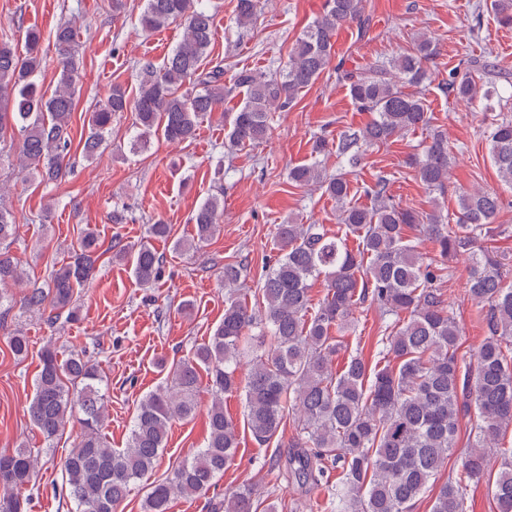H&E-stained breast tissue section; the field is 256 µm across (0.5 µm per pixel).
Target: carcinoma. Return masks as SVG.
<instances>
[{
    "instance_id": "carcinoma-1",
    "label": "carcinoma",
    "mask_w": 512,
    "mask_h": 512,
    "mask_svg": "<svg viewBox=\"0 0 512 512\" xmlns=\"http://www.w3.org/2000/svg\"><path fill=\"white\" fill-rule=\"evenodd\" d=\"M273 0H237V21L250 24ZM364 0H325L323 14L309 24L288 54L285 68L273 73L237 70L224 84V68H206L215 39L213 17L199 0H144L138 18L142 30L154 32L179 20V43L159 65L139 63L135 95L112 85L107 99L94 107L83 140L86 157L106 142L112 120L135 114L140 143L159 136L179 144L195 137L203 118L224 104V97L242 95L229 114L225 140L244 148L264 139L272 113L294 105L300 91L329 69L336 31L359 21ZM497 21L512 25V0H487ZM76 30L59 26L54 45L59 79L47 96L34 80L42 64L39 30L25 34V54L0 42V138L18 135L16 152L32 181L57 183L68 174L64 151L70 145L69 121L76 105L75 76L79 58ZM436 54L432 39L421 35L412 50L372 68L343 70L338 79L348 87L353 105L373 114L364 127L349 130L334 145L318 137L315 156L332 152L348 166L360 164L365 146L388 142L428 123L424 97L407 93L427 80L425 63ZM487 72L490 63L474 61L465 71L448 74L455 98L492 106L497 84L475 79L474 68ZM489 153L501 180L512 185V119L498 118L487 130ZM426 188L440 195L448 183V134L435 131L420 156L411 159ZM298 186L322 189L336 200L340 223L359 237L354 248L348 236L330 235L321 224H279L276 255L259 292L263 306L251 308L241 298L243 264L224 265V318L212 335L172 366V374L139 402L124 448H113L101 433L105 418L103 383L95 365L72 354L61 359L54 344L40 354L34 394L27 408L30 423L51 442L63 426L78 417L79 442L62 463L70 512H115L130 486L151 476L165 448L168 428L198 409L200 371L207 376L211 403L204 447L185 457L169 474L146 485L143 512H169L176 497L202 496L224 475L239 445L232 420L224 414V395L242 392L244 418L254 441L268 445L278 437L287 417L296 425L281 477L316 488L329 470L339 471L332 509L336 512H414L416 503L434 485L456 447L462 419H468V448L456 474L439 486L431 512H467L466 492L487 484L497 512H512V448L498 447L512 426V284L497 251L484 245L494 232L500 198L480 188L459 195L456 223L444 224L437 213L420 215L393 202L389 181L371 188L374 206H350L346 175H326L315 160L289 170ZM224 202L205 199L193 212L196 239L190 249L218 231ZM437 246L426 258L407 231L414 227ZM16 222L10 206L0 201V286L21 282V272L2 247L14 239ZM98 238L85 233L73 260L54 270L48 286L30 288L24 306L49 310L54 327L78 318L76 297L92 277ZM464 256L469 262L466 291L481 305L487 336L472 354L459 353L461 329L439 283L447 261ZM113 257L130 265L134 279L149 286L159 278L163 259L150 243L113 245ZM322 279L325 294L317 309L310 303L311 282ZM371 302L394 317L381 337L384 365L368 368L360 354L334 367L342 342L331 329H351L359 305ZM408 318L400 320L401 314ZM251 344V359L240 375L242 343ZM503 457L496 478L487 469L489 452ZM38 454L27 448L0 454V512H26L28 502L16 491L35 473ZM210 512H276L250 489H239L208 503Z\"/></svg>"
}]
</instances>
